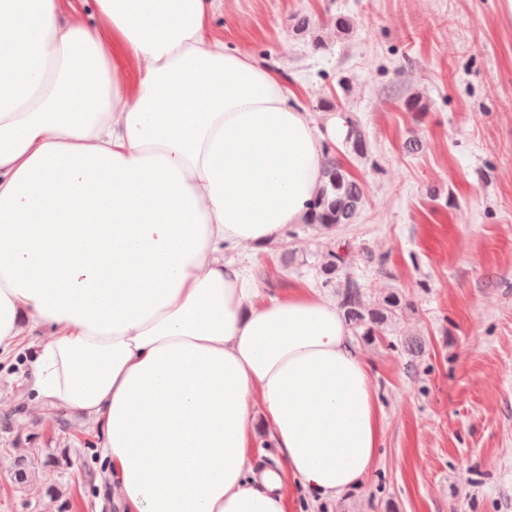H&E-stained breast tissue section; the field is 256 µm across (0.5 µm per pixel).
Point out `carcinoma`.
Returning a JSON list of instances; mask_svg holds the SVG:
<instances>
[{
    "label": "carcinoma",
    "instance_id": "carcinoma-1",
    "mask_svg": "<svg viewBox=\"0 0 512 512\" xmlns=\"http://www.w3.org/2000/svg\"><path fill=\"white\" fill-rule=\"evenodd\" d=\"M345 142L351 145L354 153H367L365 136L353 125L348 126ZM363 201V190L359 182L347 175L336 159L328 155L323 165V185L309 204L306 222L327 230L342 224H352ZM348 257L347 253L334 251L327 254V260L320 269L322 285L327 287L333 279L343 278L339 296L344 317L351 327L361 331V336L373 340L386 322L410 309L411 303L393 292L377 303L368 304L361 284L345 272Z\"/></svg>",
    "mask_w": 512,
    "mask_h": 512
}]
</instances>
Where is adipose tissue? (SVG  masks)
Returning a JSON list of instances; mask_svg holds the SVG:
<instances>
[{
	"label": "adipose tissue",
	"instance_id": "obj_1",
	"mask_svg": "<svg viewBox=\"0 0 512 512\" xmlns=\"http://www.w3.org/2000/svg\"><path fill=\"white\" fill-rule=\"evenodd\" d=\"M0 0V348L101 433L122 512H286L377 462L381 408L336 301L261 298L226 253L303 222L323 138L211 34L215 0ZM282 454L256 476L253 412Z\"/></svg>",
	"mask_w": 512,
	"mask_h": 512
}]
</instances>
